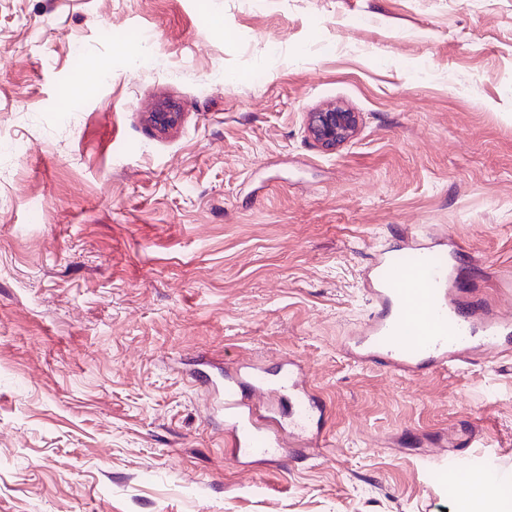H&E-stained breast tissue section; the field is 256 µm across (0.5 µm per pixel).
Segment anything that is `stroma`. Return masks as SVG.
<instances>
[{
  "mask_svg": "<svg viewBox=\"0 0 512 512\" xmlns=\"http://www.w3.org/2000/svg\"><path fill=\"white\" fill-rule=\"evenodd\" d=\"M329 103L362 117L333 152ZM413 235L512 308V0H0V512H464L487 464L512 483V357L340 351ZM291 356L319 445L234 453L225 372ZM360 115L349 108L331 103L308 116L307 132L324 150H334L355 136L360 125ZM147 121L161 131L175 126L180 118V112L169 105L160 104L153 112H147Z\"/></svg>",
  "mask_w": 512,
  "mask_h": 512,
  "instance_id": "stroma-1",
  "label": "stroma"
}]
</instances>
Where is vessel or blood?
<instances>
[{"label": "vessel or blood", "instance_id": "1", "mask_svg": "<svg viewBox=\"0 0 512 512\" xmlns=\"http://www.w3.org/2000/svg\"><path fill=\"white\" fill-rule=\"evenodd\" d=\"M403 253L399 265L387 252L376 254L368 271L372 316L359 335L344 342L347 356L413 375L512 354V320L497 314L489 301L454 287L457 273L448 268L443 249L410 242ZM250 386L245 396L237 379L227 378L224 384L231 447L276 458L284 452L304 456L301 448L285 450L273 421L258 413L263 398L286 399L289 426L306 430L315 401L297 363L289 362L273 381L253 374Z\"/></svg>", "mask_w": 512, "mask_h": 512}]
</instances>
